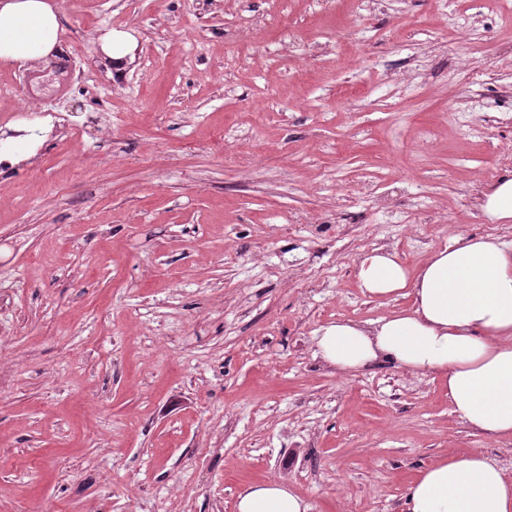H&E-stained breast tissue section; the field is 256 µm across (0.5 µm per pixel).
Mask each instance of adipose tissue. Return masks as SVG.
Here are the masks:
<instances>
[{
  "mask_svg": "<svg viewBox=\"0 0 512 512\" xmlns=\"http://www.w3.org/2000/svg\"><path fill=\"white\" fill-rule=\"evenodd\" d=\"M54 0H0V64L45 59L60 45ZM363 293L407 297L408 310L316 332L315 358L342 374L388 363L432 376L476 431L512 437V243L486 234L450 240L417 269L375 248L355 262ZM237 512H306L279 482L249 485ZM403 512H512V475L479 454H451L408 485Z\"/></svg>",
  "mask_w": 512,
  "mask_h": 512,
  "instance_id": "ef3b65f1",
  "label": "adipose tissue"
}]
</instances>
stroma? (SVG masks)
Wrapping results in <instances>:
<instances>
[{
	"label": "stroma",
	"instance_id": "obj_1",
	"mask_svg": "<svg viewBox=\"0 0 512 512\" xmlns=\"http://www.w3.org/2000/svg\"><path fill=\"white\" fill-rule=\"evenodd\" d=\"M81 3L64 39L111 109L29 99L65 133L0 181V512H236L271 479L307 512H402L448 453L512 474L431 377L313 356L410 306L365 295L358 256L497 232L512 0ZM101 40L102 48L111 60L121 61L130 54V40L122 32L110 29L103 34ZM481 206L491 218L512 223V178L505 176L488 185Z\"/></svg>",
	"mask_w": 512,
	"mask_h": 512
}]
</instances>
